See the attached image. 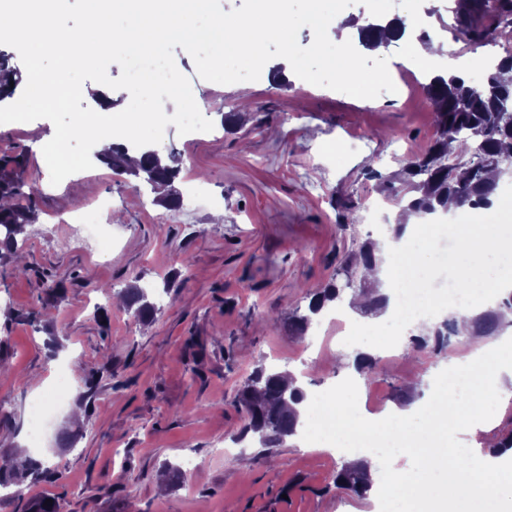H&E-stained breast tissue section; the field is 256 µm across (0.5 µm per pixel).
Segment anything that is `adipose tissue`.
Segmentation results:
<instances>
[{"label":"adipose tissue","mask_w":512,"mask_h":512,"mask_svg":"<svg viewBox=\"0 0 512 512\" xmlns=\"http://www.w3.org/2000/svg\"><path fill=\"white\" fill-rule=\"evenodd\" d=\"M426 230L423 224L406 225L400 240L392 242L384 254L378 272L383 293L391 296L400 288L408 291L405 309L387 307L388 318L409 322L415 319L416 309L431 300L421 276L423 263L416 250L409 247L410 242L424 238ZM456 234L457 246L449 252L448 264L465 273L462 284L471 302L463 314L470 317L512 289V204L480 213L473 223L459 226Z\"/></svg>","instance_id":"obj_1"}]
</instances>
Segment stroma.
<instances>
[{"instance_id": "35a3bbf8", "label": "stroma", "mask_w": 512, "mask_h": 512, "mask_svg": "<svg viewBox=\"0 0 512 512\" xmlns=\"http://www.w3.org/2000/svg\"><path fill=\"white\" fill-rule=\"evenodd\" d=\"M389 15L403 19L405 39L383 52L393 82L404 72L425 83L430 70L409 57L418 44L415 0H393ZM434 69L450 62L480 75L484 48L458 31L436 39ZM209 132L178 134L167 126L159 149L185 159L175 187L188 196L208 182L217 205L176 213L156 202L143 178L114 174L102 161L52 185L43 146L51 121L0 124V156L24 154L23 177L37 189L39 220L17 262L0 263V457L17 454L29 404L69 377L65 409L52 431L67 444L40 453L59 472L56 482L23 481L18 497L53 499L61 512H372L371 499L336 489L332 477L345 456L306 448L292 436L276 448L240 437L234 407L239 386L264 366L295 374L311 393L350 373L356 345L328 328L324 355L308 366L295 357L305 345L283 320L307 308L309 291L331 277L352 239L384 232L365 222L371 201L383 200L377 180L423 153L435 136L424 91L360 99L309 84L285 68V86L271 81L272 59L259 80L217 87L199 77L192 57L175 47ZM243 124L225 132L222 115ZM111 204L116 222L101 224L96 200ZM359 205L355 235L336 224L346 201ZM100 225L95 249L74 248L69 222ZM146 288L160 309L139 321L118 289ZM406 342L377 355L361 392L379 409L396 405V389L412 404L428 395L431 373L445 355L410 358ZM495 416L465 440L476 455L512 429V376ZM202 464L186 482L164 483V463L181 464L184 449Z\"/></svg>"}]
</instances>
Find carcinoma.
Masks as SVG:
<instances>
[{"label": "carcinoma", "instance_id": "obj_1", "mask_svg": "<svg viewBox=\"0 0 512 512\" xmlns=\"http://www.w3.org/2000/svg\"><path fill=\"white\" fill-rule=\"evenodd\" d=\"M455 14L462 34L474 46L489 41L493 35L512 38V0H456ZM395 21L367 23L358 27L360 44L375 49L386 44V32ZM397 27V26H395ZM403 33V26L397 27ZM19 84L17 71L0 62V101L14 95ZM431 102L436 133L428 150L411 159L394 179L368 169L379 181L381 189L398 196L410 195L403 211L419 218L426 214L448 211V201L456 206L486 209L497 195L502 165L512 164V55L486 67L480 90L466 76L457 73L435 74L425 84ZM101 160L117 174L142 175L157 194L156 201L168 209L178 207L180 197L174 181L180 172V160L173 155L163 157L153 149L135 147L130 142H115L101 154ZM25 157L22 154L0 158V259H11L24 246L18 236L38 221L34 203L36 189L22 177ZM399 181L401 188L393 187ZM25 203H20V200ZM384 258L377 242L367 239L355 254L342 256L334 274L322 288L310 294L308 313L296 309L288 315L286 326L296 336L307 335L315 316L330 303L342 302L350 282L354 304L360 295L371 299L361 307L365 314L385 310L388 298L377 287L368 272L378 269ZM126 306L142 320H149L157 311L144 288L124 289ZM512 311V298L500 309H490L469 318V329L460 327L459 318L450 315L432 326H424L412 340V351L431 349L440 353L448 348V333L455 336H487L501 327L503 310ZM306 400V392L283 379L279 371L257 367L236 396L240 408L242 436L253 434L264 448H276L296 435L300 414L297 406ZM28 475L39 481H51L56 470L26 456L18 457L4 469L0 467V487L7 488ZM335 485L358 497L372 490L368 464L360 461L337 473ZM17 512H58L55 502H17Z\"/></svg>", "mask_w": 512, "mask_h": 512}]
</instances>
